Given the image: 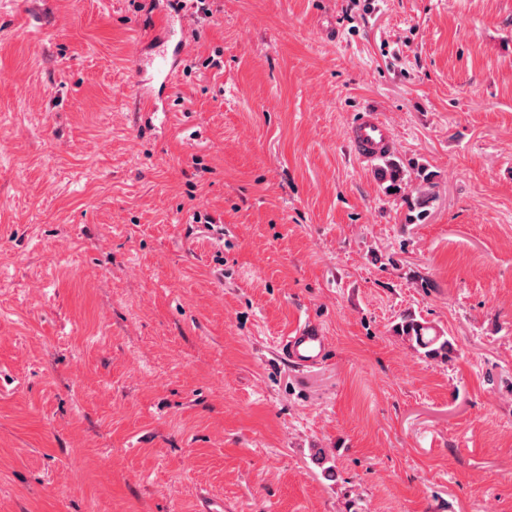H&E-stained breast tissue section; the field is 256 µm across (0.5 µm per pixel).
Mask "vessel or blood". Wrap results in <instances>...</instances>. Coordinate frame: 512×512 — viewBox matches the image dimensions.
<instances>
[{
	"instance_id": "b4317fda",
	"label": "vessel or blood",
	"mask_w": 512,
	"mask_h": 512,
	"mask_svg": "<svg viewBox=\"0 0 512 512\" xmlns=\"http://www.w3.org/2000/svg\"><path fill=\"white\" fill-rule=\"evenodd\" d=\"M185 25L182 11H175L155 31L152 40L158 44L157 55H137L138 71H151L164 82H172L186 55ZM347 139L360 159L366 161L388 159L396 146L392 128L373 110L364 109L347 127ZM327 338L323 330L312 323L299 325L281 341V350L295 365L308 366L322 361L327 354Z\"/></svg>"
}]
</instances>
